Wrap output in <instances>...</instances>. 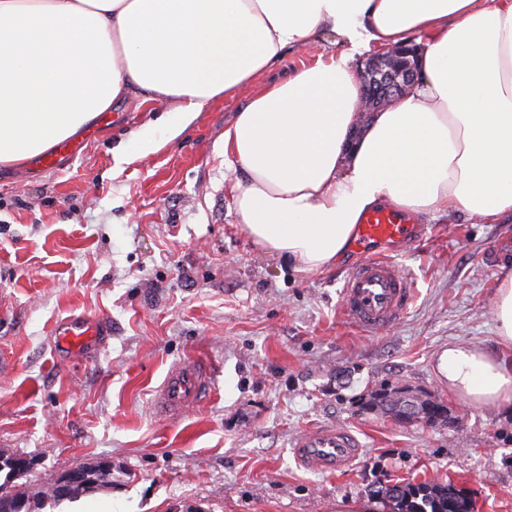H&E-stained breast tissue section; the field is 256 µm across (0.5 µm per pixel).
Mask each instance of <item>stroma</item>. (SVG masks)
<instances>
[{"label": "stroma", "instance_id": "obj_1", "mask_svg": "<svg viewBox=\"0 0 512 512\" xmlns=\"http://www.w3.org/2000/svg\"><path fill=\"white\" fill-rule=\"evenodd\" d=\"M208 105L176 138L117 163L131 132L159 134L164 107L138 92L79 136L46 170H0V453L32 458L42 486L80 462L112 463V483L52 512H336L381 482L452 481L475 512H512V411L470 407L435 370L449 342L498 349L494 297L512 270V214L430 220L395 255L413 302L371 334L338 314L354 262L302 273L256 248L237 224L224 179V131L247 104ZM104 320L88 354L66 356L56 326ZM211 389L179 415L153 405L182 363ZM389 385L447 404L445 426L359 411ZM323 423L364 444L351 472L299 466L293 438Z\"/></svg>", "mask_w": 512, "mask_h": 512}]
</instances>
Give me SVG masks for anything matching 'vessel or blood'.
<instances>
[{"mask_svg":"<svg viewBox=\"0 0 512 512\" xmlns=\"http://www.w3.org/2000/svg\"><path fill=\"white\" fill-rule=\"evenodd\" d=\"M424 231L418 218L395 208L364 214L352 243L356 259L340 291L339 314L347 324L375 333L404 316L413 292L391 255L416 242ZM96 334L94 323L86 319L69 320L55 330L57 341L73 349L87 347ZM209 389L204 367L187 363L167 374L155 392V404L162 412H178L198 402ZM290 448L300 466L320 474L346 471L363 451L357 435L339 424L308 428Z\"/></svg>","mask_w":512,"mask_h":512,"instance_id":"b4317fda","label":"vessel or blood"}]
</instances>
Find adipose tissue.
Wrapping results in <instances>:
<instances>
[{
	"instance_id": "1",
	"label": "adipose tissue",
	"mask_w": 512,
	"mask_h": 512,
	"mask_svg": "<svg viewBox=\"0 0 512 512\" xmlns=\"http://www.w3.org/2000/svg\"><path fill=\"white\" fill-rule=\"evenodd\" d=\"M420 45V78L361 122L360 57ZM315 64L224 131L235 214L303 273L332 268L381 204L493 224L512 213V0H0V167L25 165L130 89L175 138L292 49ZM437 370L466 405L512 408V359L461 341Z\"/></svg>"
}]
</instances>
